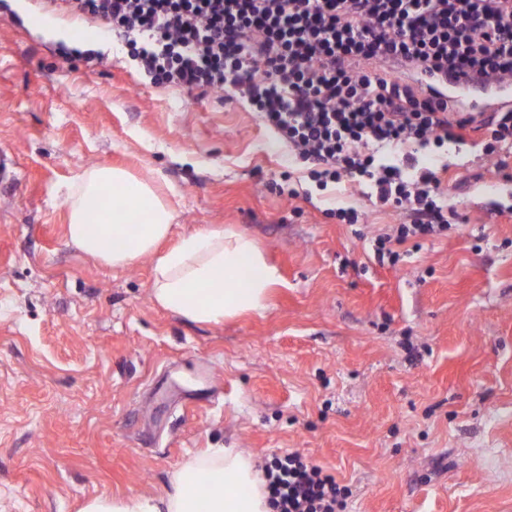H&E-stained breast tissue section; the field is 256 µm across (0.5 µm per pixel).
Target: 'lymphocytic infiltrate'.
Instances as JSON below:
<instances>
[{
    "mask_svg": "<svg viewBox=\"0 0 512 512\" xmlns=\"http://www.w3.org/2000/svg\"><path fill=\"white\" fill-rule=\"evenodd\" d=\"M48 13L92 14L122 37L152 81L247 101L309 165L319 186L363 183L403 213L374 239L378 261L443 235L462 216L443 202L440 170L416 151L482 132L506 171L512 108L482 120L446 91L512 80V0H41ZM277 512H344L346 489L295 452L266 465Z\"/></svg>",
    "mask_w": 512,
    "mask_h": 512,
    "instance_id": "obj_1",
    "label": "lymphocytic infiltrate"
}]
</instances>
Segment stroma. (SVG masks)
I'll return each mask as SVG.
<instances>
[{"label": "stroma", "instance_id": "stroma-1", "mask_svg": "<svg viewBox=\"0 0 512 512\" xmlns=\"http://www.w3.org/2000/svg\"><path fill=\"white\" fill-rule=\"evenodd\" d=\"M419 158L465 222L379 263L401 218L364 185L317 186L256 112L151 82L100 21L0 0V512L159 496L209 448L299 452L345 512H512V181L471 140ZM100 163L153 176L173 236L252 237L268 311L193 323L154 302L152 258L69 245Z\"/></svg>", "mask_w": 512, "mask_h": 512}]
</instances>
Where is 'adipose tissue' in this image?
Segmentation results:
<instances>
[{"instance_id":"ef3b65f1","label":"adipose tissue","mask_w":512,"mask_h":512,"mask_svg":"<svg viewBox=\"0 0 512 512\" xmlns=\"http://www.w3.org/2000/svg\"><path fill=\"white\" fill-rule=\"evenodd\" d=\"M68 240L112 267L154 257L152 297L194 323L219 324L263 314L278 269L245 234L203 228L169 242L175 210L151 178L106 164L78 174L67 198ZM207 484L206 510L197 489ZM81 512H272L261 472L251 455L213 448L186 462L158 497L128 493L96 497Z\"/></svg>"}]
</instances>
